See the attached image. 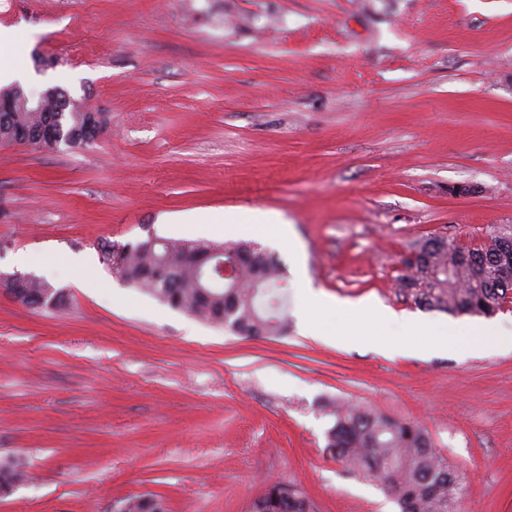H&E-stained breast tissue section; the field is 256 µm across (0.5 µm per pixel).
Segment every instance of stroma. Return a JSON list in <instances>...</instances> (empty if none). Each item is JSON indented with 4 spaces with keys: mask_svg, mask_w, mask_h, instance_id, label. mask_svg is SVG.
<instances>
[{
    "mask_svg": "<svg viewBox=\"0 0 512 512\" xmlns=\"http://www.w3.org/2000/svg\"><path fill=\"white\" fill-rule=\"evenodd\" d=\"M31 98L110 118L82 149L0 146V271L34 254L57 313L0 292V458L29 478L0 512H249L271 483L315 512H399L326 449L344 400L419 422L464 474L460 512H512V350L434 353L404 323L512 334L398 293L408 244L512 225V0H0ZM57 58L54 67L41 57ZM272 252L288 331L248 338L124 283L97 246L149 237ZM280 223L254 238L247 223ZM395 316L382 349L324 341L344 314ZM124 512H167L165 501L161 496H132L124 499Z\"/></svg>",
    "mask_w": 512,
    "mask_h": 512,
    "instance_id": "1",
    "label": "stroma"
}]
</instances>
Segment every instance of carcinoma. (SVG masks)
I'll use <instances>...</instances> for the list:
<instances>
[{
	"instance_id": "obj_1",
	"label": "carcinoma",
	"mask_w": 512,
	"mask_h": 512,
	"mask_svg": "<svg viewBox=\"0 0 512 512\" xmlns=\"http://www.w3.org/2000/svg\"><path fill=\"white\" fill-rule=\"evenodd\" d=\"M44 108L27 107L0 113V143L46 149L40 135L55 128L58 143L81 148L94 142L109 126L103 112H85L82 99L63 91L43 99ZM215 244L207 241L161 239L98 244L104 265L124 282L140 288L175 309L188 310L199 319L241 336H274L288 329L287 296L276 294L280 282L276 259L254 242H227L224 254L210 264L193 260ZM459 245L446 234L432 233L411 243L397 277L399 294L416 306L450 314L488 316L512 303V280L496 276L499 254L483 245L470 249L469 258L457 257ZM238 262L224 276L218 261ZM51 285L42 280L0 281V291L34 310L49 308L38 299ZM53 290V289H51ZM55 312L66 304L53 290ZM328 429L327 450L353 473H362L393 495L400 512H456L461 478L433 449L430 433L421 424L390 417L361 406L336 404ZM24 462L0 459V497L12 494L25 477ZM125 512H167L159 496L124 499ZM251 512H313L310 500L295 488L269 485L252 504Z\"/></svg>"
}]
</instances>
